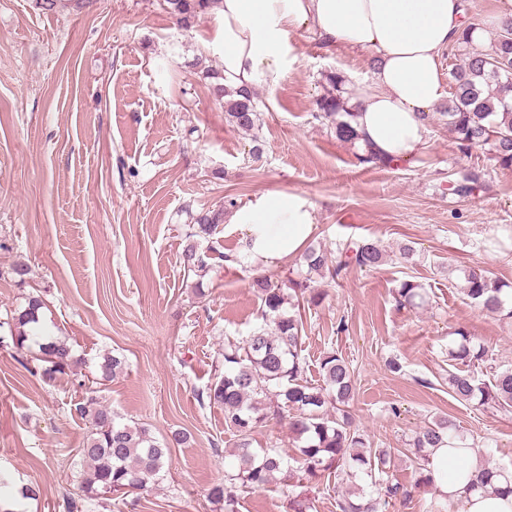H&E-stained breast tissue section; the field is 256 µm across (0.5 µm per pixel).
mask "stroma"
Returning a JSON list of instances; mask_svg holds the SVG:
<instances>
[{"label": "stroma", "mask_w": 512, "mask_h": 512, "mask_svg": "<svg viewBox=\"0 0 512 512\" xmlns=\"http://www.w3.org/2000/svg\"><path fill=\"white\" fill-rule=\"evenodd\" d=\"M220 15L210 9L179 28L163 0H84L81 10L45 12L36 0H0V315L38 293L45 325L66 337L87 368L104 354L123 372L99 393L124 422L157 438L184 430L163 478L130 498H98L89 512H221L207 497L223 481L236 437L221 408H200L194 391L210 383L225 344L257 323L254 274L284 285L302 279L299 256L269 266L241 260L247 230L237 208L271 194L300 198L315 225L310 242L339 254L347 244L380 243L377 270L339 282L315 279L325 298L304 314L308 378L336 351L354 372L349 412L383 448H405L433 418L459 425L466 441L512 467V413L456 400L448 390V344L465 328L491 365L512 367V325L463 295L464 270L480 267L512 284V171L485 151L464 157L442 123L414 158L381 168L359 165L352 147L312 116L323 73L370 76L367 53L325 51L306 29L287 40L284 70L263 102V151L234 130L210 94L203 67L221 68ZM485 184L462 199L448 189L472 164ZM225 208L214 236L238 260L211 269L203 294L179 266L181 231L201 205ZM416 254L404 263L398 248ZM26 263L25 282L10 275ZM422 284L429 301L403 308L401 281ZM397 362L390 370L389 362ZM82 393L71 376L46 382L0 348V473L39 491L25 512H62L81 490L79 450L88 433L70 410Z\"/></svg>", "instance_id": "stroma-1"}]
</instances>
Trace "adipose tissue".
I'll return each mask as SVG.
<instances>
[{"label": "adipose tissue", "mask_w": 512, "mask_h": 512, "mask_svg": "<svg viewBox=\"0 0 512 512\" xmlns=\"http://www.w3.org/2000/svg\"><path fill=\"white\" fill-rule=\"evenodd\" d=\"M224 85H275L288 35L309 29L325 49L346 45L370 54L369 81L349 87L359 107L361 144L384 161L406 160L427 144L428 118L445 96L440 58L464 27L461 0H222ZM245 254L279 260L303 250L314 224L297 197L270 195L241 209ZM436 486L459 512H512V495L471 493L481 475L474 448L436 449Z\"/></svg>", "instance_id": "1"}]
</instances>
